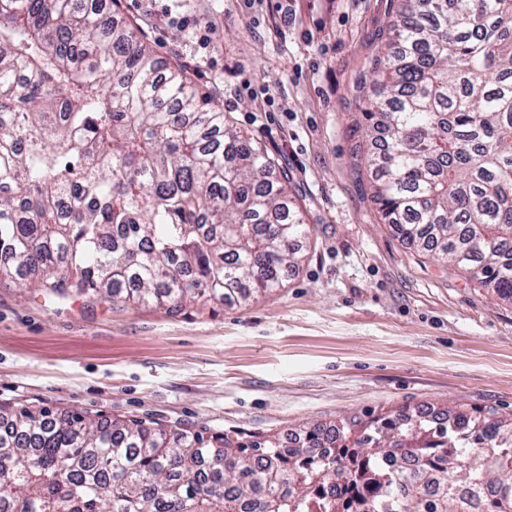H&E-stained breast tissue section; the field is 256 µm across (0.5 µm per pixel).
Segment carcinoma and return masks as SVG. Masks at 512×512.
<instances>
[{"label":"carcinoma","instance_id":"cac0c4a2","mask_svg":"<svg viewBox=\"0 0 512 512\" xmlns=\"http://www.w3.org/2000/svg\"><path fill=\"white\" fill-rule=\"evenodd\" d=\"M106 0H0V280L175 316L284 287L287 171ZM364 115L381 219L512 303V0H394ZM388 412L340 450L0 409V512H512V417ZM421 460L413 481L387 468ZM336 481L332 495L324 489Z\"/></svg>","mask_w":512,"mask_h":512}]
</instances>
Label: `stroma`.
<instances>
[{"label": "stroma", "mask_w": 512, "mask_h": 512, "mask_svg": "<svg viewBox=\"0 0 512 512\" xmlns=\"http://www.w3.org/2000/svg\"><path fill=\"white\" fill-rule=\"evenodd\" d=\"M391 0H119L288 172L299 271L246 305L51 300L0 282V406L286 438L400 408L512 414V303L403 242L370 196L362 111Z\"/></svg>", "instance_id": "stroma-1"}]
</instances>
